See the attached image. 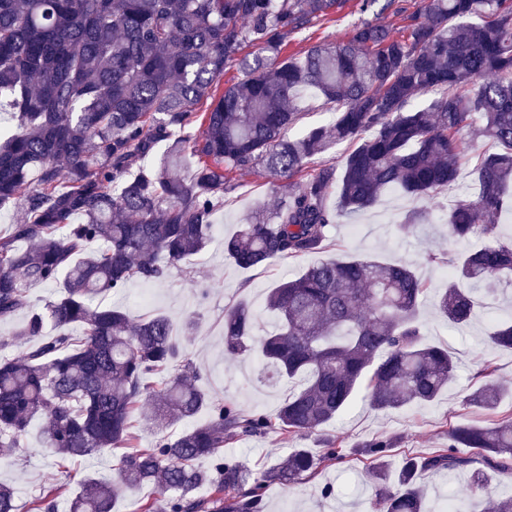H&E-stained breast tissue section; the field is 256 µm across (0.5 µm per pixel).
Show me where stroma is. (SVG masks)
<instances>
[{"label":"stroma","instance_id":"stroma-1","mask_svg":"<svg viewBox=\"0 0 512 512\" xmlns=\"http://www.w3.org/2000/svg\"><path fill=\"white\" fill-rule=\"evenodd\" d=\"M423 5V0H379L378 7L365 11L360 0H345L331 15L312 20L292 34L284 53L300 58L313 46L349 41L366 21L383 25L393 37H405L412 17ZM275 203L276 195L263 168L243 172L236 178L235 189L224 194L216 212L214 242L206 252L167 267L163 281H135L112 298L113 303L125 306L138 318L162 312L178 322L186 314L198 313V326L187 341L190 358L205 373L214 398L233 401L246 413H274L288 393V384L267 381L259 358L225 357V308L247 302L257 313L260 328H267L271 316L265 304L270 288L299 275L311 264L349 256L371 255L384 262H401L414 268L431 288L445 284L442 269L426 261L428 253L449 248L439 212H432L430 223L401 236L398 223L408 212L425 208L426 203L395 191L386 193L367 212L338 217L320 253L284 256L250 269L237 267L224 256L223 237L233 233L239 220L254 208L269 209ZM475 297L481 306L471 326L462 330L437 317L432 304L424 306L428 340L452 345L459 363L454 380L433 403L381 412L358 401L322 431L293 438L270 433L239 439L225 444V456L258 470L291 449L320 447L325 437L358 443L385 435L396 442L390 466L398 468L406 453L424 452L447 442L451 427L484 420L483 411L467 406L465 399L477 384L478 365L486 361L495 364L498 383L509 391L500 410L512 411V351L496 347L487 336L492 320L512 317V288L493 296L480 290ZM40 428V422H33L20 447L0 448V481L15 487L18 512H29L36 497L56 487L63 485L75 491L86 478L115 479L116 456L100 454L72 463L60 462L43 449ZM327 486L332 487V495H324ZM370 501L366 469L353 459L330 466L290 488L271 485L266 492V512H370Z\"/></svg>","mask_w":512,"mask_h":512}]
</instances>
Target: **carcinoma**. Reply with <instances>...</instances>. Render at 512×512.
I'll return each instance as SVG.
<instances>
[{
  "instance_id": "cac0c4a2",
  "label": "carcinoma",
  "mask_w": 512,
  "mask_h": 512,
  "mask_svg": "<svg viewBox=\"0 0 512 512\" xmlns=\"http://www.w3.org/2000/svg\"><path fill=\"white\" fill-rule=\"evenodd\" d=\"M341 4L0 0V92L16 120L0 133V209L23 214L0 237V321L26 313L14 336L28 342L22 355L0 359V447H18L39 420L45 447L63 461L130 449L116 481L85 480L67 512H112L120 486L142 484L164 496L140 512H264L270 485L294 486L355 455L366 460L372 512H428L418 473L452 476L475 463L467 497L480 512H512V487L490 486L512 476V415L497 416L505 390L488 365L465 404L492 419L452 427L447 444L404 458L393 482L396 444L383 436L350 448L327 439L318 454L293 448L261 470L224 458L226 441L318 432L358 398L380 411L439 398L456 360L426 340L431 288L403 264L353 257L307 267L269 290L272 324L262 335L249 305L224 313V353H257L269 381L294 384L272 416L212 397L168 315L136 319L92 305L132 281L158 282L167 266L206 249L224 186L258 165L280 198L224 237L239 268L319 252L336 215L359 214L388 190L434 201L465 176L471 192L437 208L448 241L483 244L427 254L451 273L435 309L461 327L476 314L473 287L493 294L512 284V238L496 224L512 213V0H424L405 38L366 23L348 42L283 55L290 34ZM246 46L243 77L221 87ZM304 89L336 104V118L290 138ZM436 89L441 97L413 104ZM466 128L499 151L464 158ZM343 143L353 149L342 170L313 166ZM430 215L412 211L398 231ZM57 283L63 296L28 310V288ZM489 338L512 350V319ZM144 401L145 421L160 429L203 409L210 419L141 448L132 428ZM202 458L211 469L197 466ZM200 486L205 499L192 496ZM16 510V489L0 484V512Z\"/></svg>"
}]
</instances>
